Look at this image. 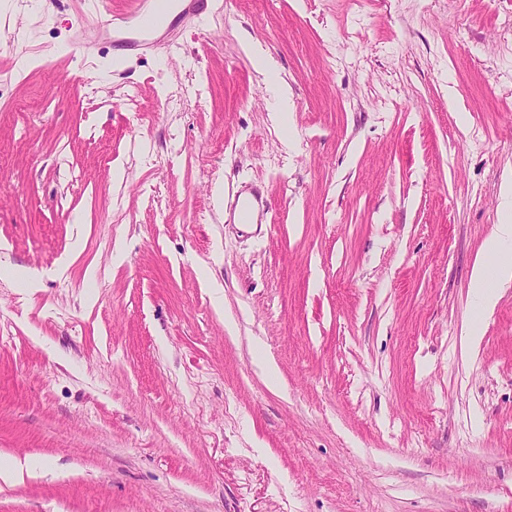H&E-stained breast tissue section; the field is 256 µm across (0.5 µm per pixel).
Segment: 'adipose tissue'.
<instances>
[{
  "label": "adipose tissue",
  "instance_id": "obj_1",
  "mask_svg": "<svg viewBox=\"0 0 512 512\" xmlns=\"http://www.w3.org/2000/svg\"><path fill=\"white\" fill-rule=\"evenodd\" d=\"M501 220L483 245L473 267L471 290L476 307L487 313L494 309L504 286L512 284V183H504L500 197Z\"/></svg>",
  "mask_w": 512,
  "mask_h": 512
}]
</instances>
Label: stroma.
<instances>
[{"label": "stroma", "instance_id": "1", "mask_svg": "<svg viewBox=\"0 0 512 512\" xmlns=\"http://www.w3.org/2000/svg\"><path fill=\"white\" fill-rule=\"evenodd\" d=\"M137 33L93 0L0 25V463L38 467L0 512H512V287L469 288L512 0H206L114 48ZM270 92L275 102L276 112L273 113V119L281 127H285L288 122V111L291 108L288 86L282 82H276L270 85Z\"/></svg>", "mask_w": 512, "mask_h": 512}]
</instances>
